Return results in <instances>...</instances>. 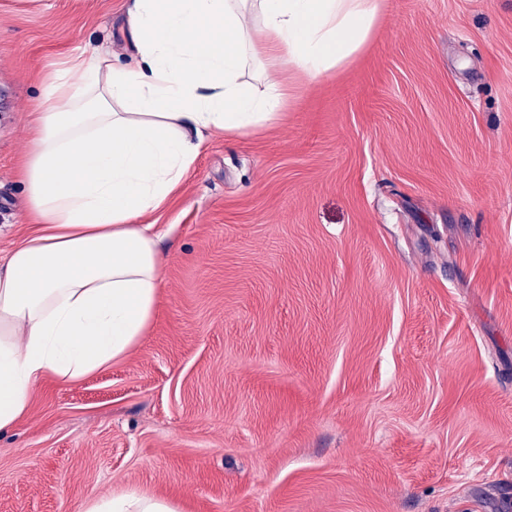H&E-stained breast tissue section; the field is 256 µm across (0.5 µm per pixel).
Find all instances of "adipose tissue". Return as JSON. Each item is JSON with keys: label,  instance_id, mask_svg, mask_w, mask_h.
Listing matches in <instances>:
<instances>
[{"label": "adipose tissue", "instance_id": "adipose-tissue-1", "mask_svg": "<svg viewBox=\"0 0 512 512\" xmlns=\"http://www.w3.org/2000/svg\"><path fill=\"white\" fill-rule=\"evenodd\" d=\"M378 0H131L135 65L78 54L31 116L23 179L34 231L0 262V434L44 378L81 380L138 348L162 286L142 223L193 165L201 131L244 133L286 103L275 66L317 78L353 57ZM261 67L265 89L245 81ZM80 512H177L130 491Z\"/></svg>", "mask_w": 512, "mask_h": 512}]
</instances>
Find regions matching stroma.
<instances>
[{"label":"stroma","instance_id":"obj_1","mask_svg":"<svg viewBox=\"0 0 512 512\" xmlns=\"http://www.w3.org/2000/svg\"><path fill=\"white\" fill-rule=\"evenodd\" d=\"M347 63L204 131L143 343L48 378L0 512L140 490L178 512H512V0H380ZM125 0H0V260L59 65L128 61Z\"/></svg>","mask_w":512,"mask_h":512}]
</instances>
